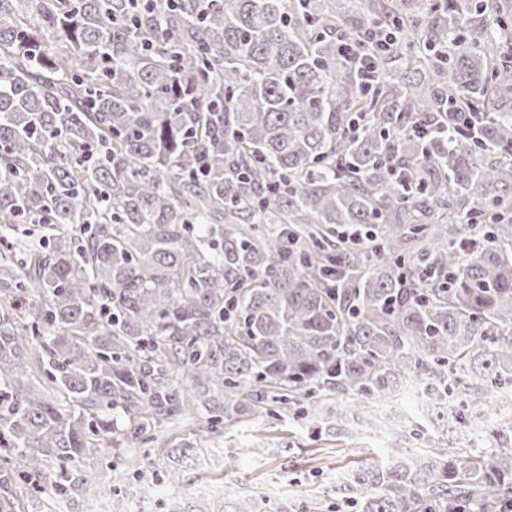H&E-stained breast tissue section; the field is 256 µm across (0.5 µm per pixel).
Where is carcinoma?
Wrapping results in <instances>:
<instances>
[{"label":"carcinoma","mask_w":512,"mask_h":512,"mask_svg":"<svg viewBox=\"0 0 512 512\" xmlns=\"http://www.w3.org/2000/svg\"><path fill=\"white\" fill-rule=\"evenodd\" d=\"M511 43L500 0H0V225L39 226L0 249V512L198 407L213 432L416 384L508 406ZM194 455L138 470L169 512H293L183 496ZM342 490L495 512L512 452L401 454Z\"/></svg>","instance_id":"obj_1"}]
</instances>
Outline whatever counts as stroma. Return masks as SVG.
<instances>
[{"label": "stroma", "instance_id": "35a3bbf8", "mask_svg": "<svg viewBox=\"0 0 512 512\" xmlns=\"http://www.w3.org/2000/svg\"><path fill=\"white\" fill-rule=\"evenodd\" d=\"M435 417V412L421 414L412 403L400 401L395 426L402 436L395 441L390 439L387 429L379 426L354 437L309 427L297 430L265 415L254 416L202 438L194 464L184 471V493L192 497L200 486L225 484L234 498L249 494L272 501L285 499L295 505L297 512H303L306 502L318 497L327 506L348 512L341 505L343 492L336 487L337 479L357 466L390 458L395 451H418L422 441L408 435L415 425L427 427L439 442L467 454L499 446L488 434L476 433L467 424L453 421L445 428L437 426ZM206 425V414L199 410L188 416L183 426L161 429L154 443L145 446L129 442L108 449L94 466L79 496L58 495L51 481L46 480L38 493L18 492L22 512H84L88 499L114 493L108 476L110 468L121 467L129 458L140 459L147 453L165 455L169 440H194L201 437Z\"/></svg>", "mask_w": 512, "mask_h": 512}]
</instances>
